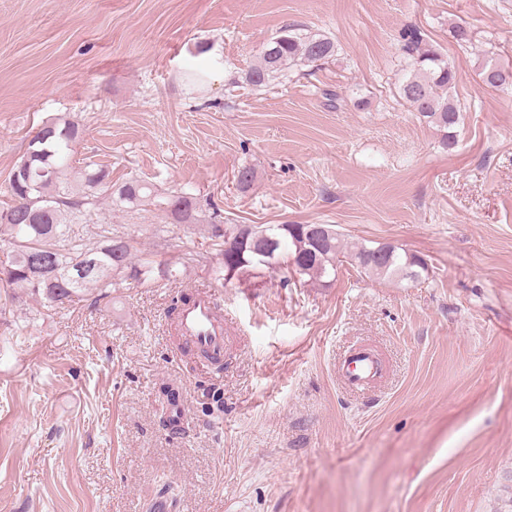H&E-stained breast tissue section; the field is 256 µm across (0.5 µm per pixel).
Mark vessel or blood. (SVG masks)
<instances>
[{
	"label": "vessel or blood",
	"instance_id": "1",
	"mask_svg": "<svg viewBox=\"0 0 512 512\" xmlns=\"http://www.w3.org/2000/svg\"><path fill=\"white\" fill-rule=\"evenodd\" d=\"M182 346L187 351H203L215 359L224 357V315L212 291L193 295L191 302L182 308L175 324ZM374 360L365 354L354 360L346 379L350 384L363 385L374 380Z\"/></svg>",
	"mask_w": 512,
	"mask_h": 512
}]
</instances>
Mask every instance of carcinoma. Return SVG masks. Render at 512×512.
<instances>
[{"label": "carcinoma", "instance_id": "carcinoma-1", "mask_svg": "<svg viewBox=\"0 0 512 512\" xmlns=\"http://www.w3.org/2000/svg\"><path fill=\"white\" fill-rule=\"evenodd\" d=\"M402 53L409 59L398 82L399 96L411 111L441 133L440 143L454 144L456 130L463 121L454 97L456 73L441 51L426 43L421 31L407 27L399 34ZM336 53V44L320 31L288 26L263 47L259 61L245 74L246 84L257 89L270 84L285 69L325 61ZM482 85L496 90L512 88V67L487 63L478 73ZM78 126L58 119L45 123L33 136L9 179V193L14 204L0 210V248L7 260L0 266V279L9 287L30 288L51 302L72 300L87 288L98 290L107 298L132 280L148 283L156 277L175 278L173 270L134 254L132 240L102 230L99 241L87 244L72 233L70 218L94 204V191L106 184L108 173L84 166L78 172L84 191L76 192L59 181L69 167ZM149 184L132 179L116 189L111 201L131 207L151 202ZM193 198L175 192L163 202V209L177 222L192 218ZM211 246L217 248V262L212 266L216 279L239 281L259 278L264 271H285L282 285L307 276L320 280L336 273L341 253L339 233L321 248L314 245L304 224H226L214 214ZM379 247H356L352 258L370 276L398 278L415 282L427 271L420 256L386 247L385 254L374 258ZM209 402L201 412L211 417L224 409L223 393L211 388Z\"/></svg>", "mask_w": 512, "mask_h": 512}]
</instances>
